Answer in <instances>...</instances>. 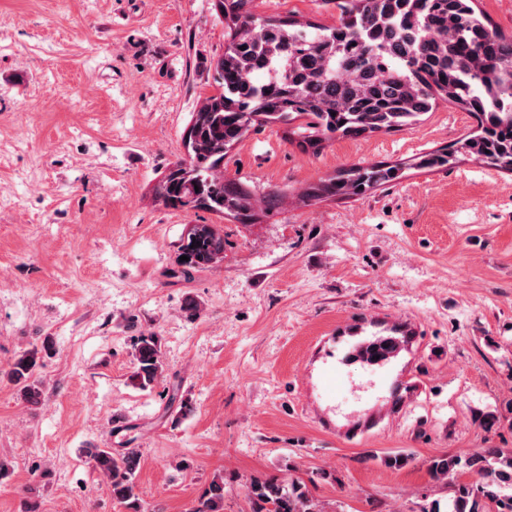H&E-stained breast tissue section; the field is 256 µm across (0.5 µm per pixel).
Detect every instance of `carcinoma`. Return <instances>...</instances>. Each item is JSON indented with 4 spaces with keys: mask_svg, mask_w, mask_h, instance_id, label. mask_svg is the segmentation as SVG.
Returning <instances> with one entry per match:
<instances>
[{
    "mask_svg": "<svg viewBox=\"0 0 512 512\" xmlns=\"http://www.w3.org/2000/svg\"><path fill=\"white\" fill-rule=\"evenodd\" d=\"M252 0H213L227 41L215 61L218 92L191 114L187 158L169 167L156 195L169 208L206 210L241 224L253 220L250 193L224 180V157L257 125H279L303 151L336 138L409 130L438 100L469 113L475 133L418 157L419 169L448 165L461 153L512 172V37L492 30L476 0H348L332 26L263 18ZM400 164H355L306 196L361 195L398 180ZM182 273L224 259V235L194 224L178 247ZM131 379L140 388L165 381L160 336L137 337ZM42 366L37 348L17 353L4 374L22 398L38 402ZM93 470L123 512H145L136 492L138 448L86 450ZM451 482L446 505L422 512H512V451L483 448L430 461ZM251 512H326L298 479L252 478ZM190 512H224V473L214 474Z\"/></svg>",
    "mask_w": 512,
    "mask_h": 512,
    "instance_id": "carcinoma-1",
    "label": "carcinoma"
}]
</instances>
